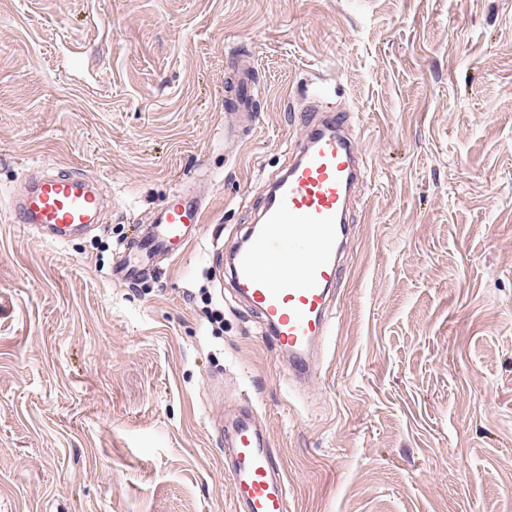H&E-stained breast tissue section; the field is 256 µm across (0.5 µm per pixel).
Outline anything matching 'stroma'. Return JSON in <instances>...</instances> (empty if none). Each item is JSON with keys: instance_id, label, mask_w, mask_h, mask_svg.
<instances>
[{"instance_id": "35a3bbf8", "label": "stroma", "mask_w": 512, "mask_h": 512, "mask_svg": "<svg viewBox=\"0 0 512 512\" xmlns=\"http://www.w3.org/2000/svg\"><path fill=\"white\" fill-rule=\"evenodd\" d=\"M238 52L262 93L228 143ZM315 97L368 172L295 387L215 249ZM40 170L100 180L101 223H12ZM184 178L198 240L114 282ZM249 405L288 512H512V0H0V512H238L215 426Z\"/></svg>"}]
</instances>
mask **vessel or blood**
Segmentation results:
<instances>
[{"instance_id": "1", "label": "vessel or blood", "mask_w": 512, "mask_h": 512, "mask_svg": "<svg viewBox=\"0 0 512 512\" xmlns=\"http://www.w3.org/2000/svg\"><path fill=\"white\" fill-rule=\"evenodd\" d=\"M260 83L254 67L238 66L224 92V135L242 140L256 121ZM305 138L270 186L260 220L229 253L232 286L256 310L263 332L288 355V368L305 378L329 330L333 289L341 281L338 249L349 233L351 193L365 177L350 117L325 105L304 108ZM103 207L92 183L60 171L40 176L15 202L11 220L49 231L97 223ZM203 199L181 189L168 195L135 241L112 262L113 281L133 285L158 257L181 255L201 234ZM229 480L240 512H288L280 464L267 436L245 408L224 428Z\"/></svg>"}]
</instances>
